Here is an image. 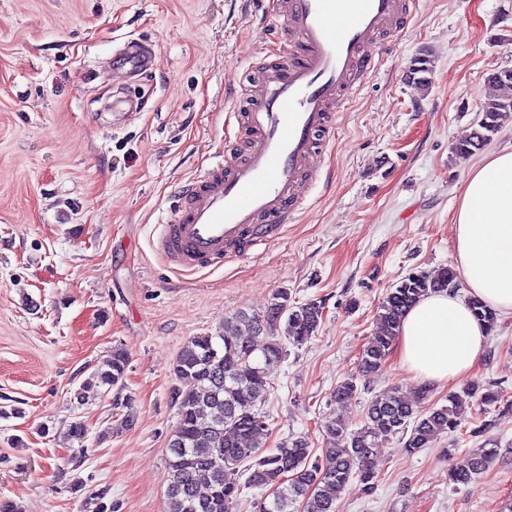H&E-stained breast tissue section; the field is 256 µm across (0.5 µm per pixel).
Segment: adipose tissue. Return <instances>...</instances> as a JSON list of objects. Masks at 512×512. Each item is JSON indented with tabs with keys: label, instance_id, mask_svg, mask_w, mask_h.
Instances as JSON below:
<instances>
[{
	"label": "adipose tissue",
	"instance_id": "obj_1",
	"mask_svg": "<svg viewBox=\"0 0 512 512\" xmlns=\"http://www.w3.org/2000/svg\"><path fill=\"white\" fill-rule=\"evenodd\" d=\"M454 238L464 294L422 297L405 314L396 339L400 364L425 382L450 384L476 367L487 329L470 299L512 313V150L489 154L469 173Z\"/></svg>",
	"mask_w": 512,
	"mask_h": 512
}]
</instances>
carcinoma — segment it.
Instances as JSON below:
<instances>
[{"instance_id": "carcinoma-1", "label": "carcinoma", "mask_w": 512, "mask_h": 512, "mask_svg": "<svg viewBox=\"0 0 512 512\" xmlns=\"http://www.w3.org/2000/svg\"><path fill=\"white\" fill-rule=\"evenodd\" d=\"M417 71L412 84L428 87L431 60L415 59ZM494 71L489 80L503 94L482 106L472 135L458 142L454 150L472 154L481 149L512 116V78L502 80ZM457 286L451 268L429 273H409L389 290L377 313L378 326L361 353L363 372H374L386 362L398 336L405 312L430 292ZM471 309L488 331L497 325V313L478 299ZM323 307L315 300L294 305L288 290L278 291L260 315L240 312L224 319L216 333L192 337L180 351L174 366L178 384L171 398L178 410V424L169 444L170 479L166 492V512H232L240 495L239 467L248 464L245 484L268 488L270 493L256 504V512H337V501L358 480L370 485L374 478L371 463L380 444L394 436L404 439V447L419 451L444 434L458 431L462 418L474 401L491 409L512 408L501 404L498 390L474 384L448 395V403L421 407L428 389L418 390L409 403L393 391L373 397L366 408L363 426L354 432L341 419L325 425V448L321 457H310L308 442L297 437L266 451L258 442L254 418L267 420L258 408L266 400L273 370L287 356L286 344L299 346L318 332ZM269 332L267 341L257 337ZM128 360L120 349L112 350L106 369L92 372L82 390L122 384ZM497 454L495 448H478L450 480L465 483L484 473Z\"/></svg>"}]
</instances>
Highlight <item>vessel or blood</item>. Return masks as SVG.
<instances>
[{
    "label": "vessel or blood",
    "mask_w": 512,
    "mask_h": 512,
    "mask_svg": "<svg viewBox=\"0 0 512 512\" xmlns=\"http://www.w3.org/2000/svg\"><path fill=\"white\" fill-rule=\"evenodd\" d=\"M411 0H279V52L255 63L235 89L249 134L184 183L155 249L184 271L221 267L277 241L318 178L320 141L336 108L356 93L381 35L396 32ZM118 68L144 77L157 68L149 44L126 43Z\"/></svg>",
    "instance_id": "b4317fda"
}]
</instances>
